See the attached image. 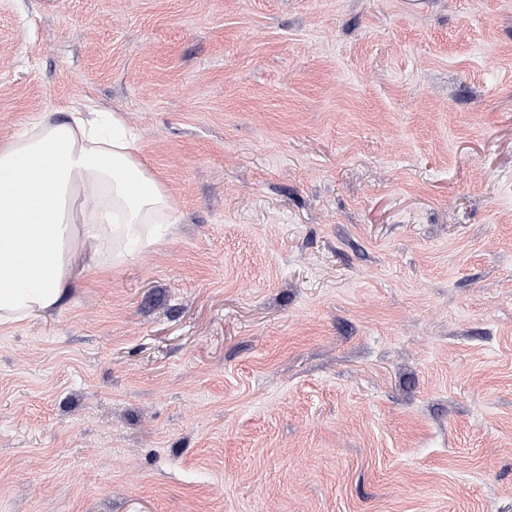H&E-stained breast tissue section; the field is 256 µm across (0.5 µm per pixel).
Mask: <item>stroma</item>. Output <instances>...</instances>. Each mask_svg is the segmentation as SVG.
Returning a JSON list of instances; mask_svg holds the SVG:
<instances>
[{
	"mask_svg": "<svg viewBox=\"0 0 512 512\" xmlns=\"http://www.w3.org/2000/svg\"><path fill=\"white\" fill-rule=\"evenodd\" d=\"M89 103L180 222L0 328V512H512V0H0Z\"/></svg>",
	"mask_w": 512,
	"mask_h": 512,
	"instance_id": "35a3bbf8",
	"label": "stroma"
}]
</instances>
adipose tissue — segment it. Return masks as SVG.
<instances>
[{"mask_svg":"<svg viewBox=\"0 0 512 512\" xmlns=\"http://www.w3.org/2000/svg\"><path fill=\"white\" fill-rule=\"evenodd\" d=\"M177 221L121 114L35 113L0 144V325L55 310L78 274L135 259Z\"/></svg>","mask_w":512,"mask_h":512,"instance_id":"obj_1","label":"adipose tissue"}]
</instances>
